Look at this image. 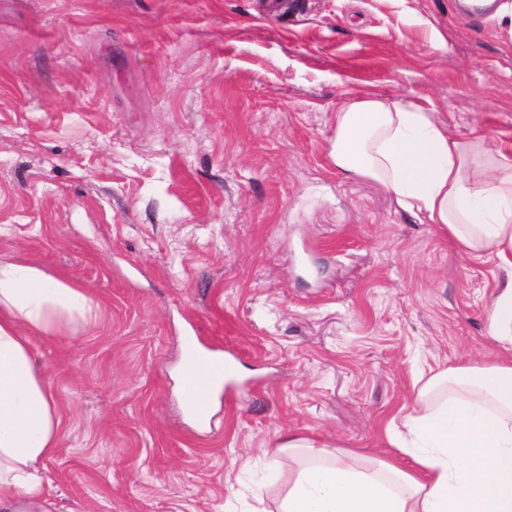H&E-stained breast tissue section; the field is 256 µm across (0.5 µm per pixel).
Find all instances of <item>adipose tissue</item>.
Listing matches in <instances>:
<instances>
[{"mask_svg": "<svg viewBox=\"0 0 512 512\" xmlns=\"http://www.w3.org/2000/svg\"><path fill=\"white\" fill-rule=\"evenodd\" d=\"M335 125L329 157L339 173L379 183L460 253L504 272L486 325L502 354L420 386L391 437L412 467L288 439L278 451L296 467L271 512H512V150L456 140L434 113L383 97L344 105ZM90 310L82 289L0 261V512H51L40 465L63 429L25 331L57 333Z\"/></svg>", "mask_w": 512, "mask_h": 512, "instance_id": "ef3b65f1", "label": "adipose tissue"}]
</instances>
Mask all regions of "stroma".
I'll return each mask as SVG.
<instances>
[{"mask_svg":"<svg viewBox=\"0 0 512 512\" xmlns=\"http://www.w3.org/2000/svg\"><path fill=\"white\" fill-rule=\"evenodd\" d=\"M377 95L512 144V32L459 0H0V260L83 288L31 350L55 512H260L288 436L387 443L422 369L496 356L499 271L329 162ZM233 358L209 423L185 339Z\"/></svg>","mask_w":512,"mask_h":512,"instance_id":"1","label":"stroma"}]
</instances>
